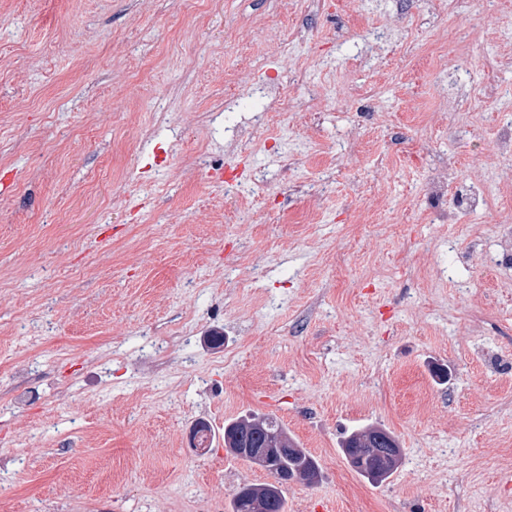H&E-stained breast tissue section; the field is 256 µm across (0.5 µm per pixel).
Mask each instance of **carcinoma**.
<instances>
[{
    "label": "carcinoma",
    "mask_w": 512,
    "mask_h": 512,
    "mask_svg": "<svg viewBox=\"0 0 512 512\" xmlns=\"http://www.w3.org/2000/svg\"><path fill=\"white\" fill-rule=\"evenodd\" d=\"M283 439L289 451L274 459H250L265 471L279 469L297 477L308 474L321 475L318 461L286 432L277 419L269 416H251L224 423V448L237 454L236 448L244 445L264 448L271 441ZM396 447L394 458L385 461L375 449L387 450ZM349 465L370 483L380 486L398 470L403 462L402 450L397 438L387 429L367 426L345 436L340 445ZM231 512H287L286 487L270 489L267 483L246 484L234 495Z\"/></svg>",
    "instance_id": "carcinoma-1"
}]
</instances>
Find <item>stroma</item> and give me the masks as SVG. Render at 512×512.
I'll use <instances>...</instances> for the list:
<instances>
[{
    "label": "stroma",
    "mask_w": 512,
    "mask_h": 512,
    "mask_svg": "<svg viewBox=\"0 0 512 512\" xmlns=\"http://www.w3.org/2000/svg\"><path fill=\"white\" fill-rule=\"evenodd\" d=\"M508 125L512 0H0V512H228L252 414L288 512H512ZM283 439L288 443V452L274 459L259 460L240 456L236 448L241 445L249 446L242 448V451L253 453L256 456V448H266L270 441ZM224 448L235 457H240L250 461L267 472L271 469H279L288 472V475L294 477H305L308 474L321 477V469L318 461L305 449L300 448L294 439L288 436L285 428L277 419L269 416H251L224 424ZM316 477H309L304 481L309 485L318 483ZM340 448L349 465L376 486L386 483L403 462L397 438L387 429L378 426H367L351 432L344 437ZM371 448H379L383 453L390 448L398 449L393 459L383 461L382 455Z\"/></svg>",
    "instance_id": "35a3bbf8"
}]
</instances>
